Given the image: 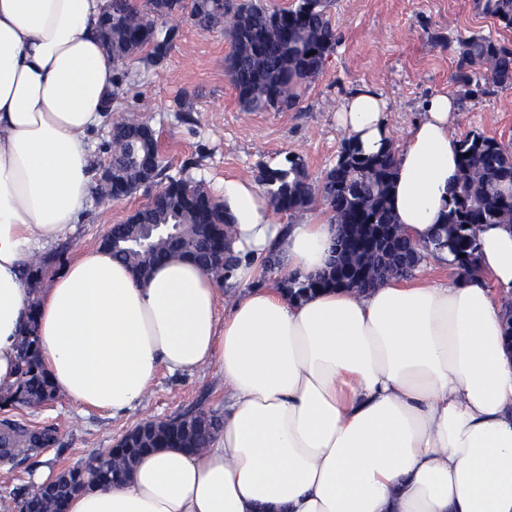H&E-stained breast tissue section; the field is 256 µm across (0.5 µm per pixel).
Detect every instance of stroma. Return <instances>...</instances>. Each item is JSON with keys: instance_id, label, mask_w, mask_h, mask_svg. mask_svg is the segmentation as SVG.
<instances>
[{"instance_id": "obj_1", "label": "stroma", "mask_w": 512, "mask_h": 512, "mask_svg": "<svg viewBox=\"0 0 512 512\" xmlns=\"http://www.w3.org/2000/svg\"><path fill=\"white\" fill-rule=\"evenodd\" d=\"M327 11L341 39L295 110L241 111L225 70L229 37L220 29H198L184 14L175 18L179 35L158 65L125 64L130 77L116 88L112 106L139 115L153 128L166 175L204 182L220 198L225 179H256L259 164L277 167L290 155L303 161L310 179L320 180L346 139L335 111L361 85L387 99L388 125L395 138H403L423 102L457 92L452 81L456 59L432 41V33L453 40L490 35L512 44V30L480 14L472 0H329ZM472 132L512 143V89L460 107L455 134L461 138ZM152 194L143 187L120 201L90 199L68 241L69 255L100 245L111 225L126 220ZM223 402V378L208 366L185 375L161 372L147 401L121 418L80 408L60 395L39 404L1 406L0 425L9 421L31 431L49 429L54 439L39 448L20 447L11 460L0 459V512H19L18 500L34 488L38 470L84 467L94 453L113 447L143 422Z\"/></svg>"}]
</instances>
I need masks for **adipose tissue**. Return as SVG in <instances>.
<instances>
[{"mask_svg":"<svg viewBox=\"0 0 512 512\" xmlns=\"http://www.w3.org/2000/svg\"><path fill=\"white\" fill-rule=\"evenodd\" d=\"M110 0H0V397L34 328L43 366L75 404L118 418L160 371L217 366L224 424L198 450L159 448L67 512H512V224L477 235L479 271L394 277L300 300L259 285L323 270L332 218L279 224L252 181L224 182L239 262L213 275L173 260L144 281L111 251H80L47 287L25 273L78 224L92 191L87 135L115 69L97 30ZM388 102L355 89L336 121L363 154L391 140ZM456 100L440 93L396 145L389 201L417 245L458 185Z\"/></svg>","mask_w":512,"mask_h":512,"instance_id":"obj_1","label":"adipose tissue"}]
</instances>
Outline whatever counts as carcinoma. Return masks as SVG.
Masks as SVG:
<instances>
[{
  "mask_svg": "<svg viewBox=\"0 0 512 512\" xmlns=\"http://www.w3.org/2000/svg\"><path fill=\"white\" fill-rule=\"evenodd\" d=\"M184 0H145L141 7L131 0H111L110 37L105 39L114 64L136 56L154 63L160 50L170 52L166 20L185 10ZM475 8L512 29V0H473ZM190 18L202 30L222 27L232 51L227 74L244 112H285L297 108L302 85L319 77L333 53L338 37L327 12V0H295L291 6L269 10L259 3L235 4L233 0H191ZM457 56L453 80L460 101L471 100L494 89L512 88V46L492 36L472 35L448 45ZM144 125L127 117L118 126L129 137L112 152V183L96 184L97 198L119 200L138 186L139 169L151 167L155 145L140 140ZM460 182L451 194L444 224L433 235L426 251L446 250L459 274L470 275L477 266V228L482 224L512 223V146L481 133L458 140ZM394 151L387 147L366 156L343 143L336 163L321 183L309 181L303 164L287 158V166H259L258 182L275 210L289 214L307 210L321 201L338 224L332 243L335 260L314 278L288 281V292L298 299L336 287V274L359 267L367 273L385 274L410 253L411 244L399 230L380 245L348 235L365 224L395 226L388 203V189L395 175ZM159 187L150 202L137 210L133 221L112 225L103 246L136 273L147 275L155 265L175 258L198 264L203 270L226 276L236 266L224 255V237L234 218L201 181L184 184L156 174ZM19 386L13 400L40 403L55 396V388L42 368L28 328L21 343ZM221 426L213 409L191 407L165 420L137 426L119 442L115 451L99 453L91 469L71 470L59 477L57 497L66 503L74 493L98 483L120 478L125 467L117 461L135 460L152 448H198ZM19 512H46L44 500L33 492L21 497Z\"/></svg>",
  "mask_w": 512,
  "mask_h": 512,
  "instance_id": "1",
  "label": "carcinoma"
}]
</instances>
